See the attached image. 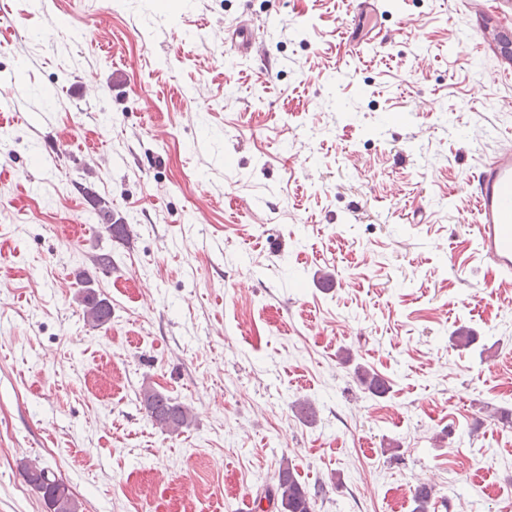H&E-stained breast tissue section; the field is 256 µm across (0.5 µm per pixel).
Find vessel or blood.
Listing matches in <instances>:
<instances>
[{
  "label": "vessel or blood",
  "mask_w": 512,
  "mask_h": 512,
  "mask_svg": "<svg viewBox=\"0 0 512 512\" xmlns=\"http://www.w3.org/2000/svg\"><path fill=\"white\" fill-rule=\"evenodd\" d=\"M345 34L352 46L381 47L380 0H348ZM253 31L237 25L224 32V50L239 59H251ZM474 198V227L479 253L501 275L512 274V151L501 150L487 159L469 183Z\"/></svg>",
  "instance_id": "vessel-or-blood-1"
}]
</instances>
